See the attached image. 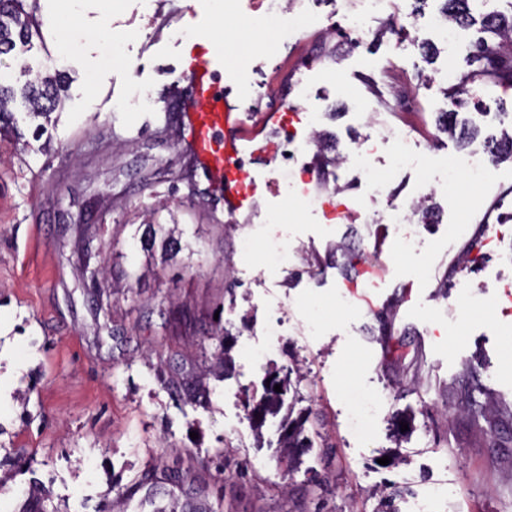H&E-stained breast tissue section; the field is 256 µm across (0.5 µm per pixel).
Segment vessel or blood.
Wrapping results in <instances>:
<instances>
[{
  "label": "vessel or blood",
  "mask_w": 512,
  "mask_h": 512,
  "mask_svg": "<svg viewBox=\"0 0 512 512\" xmlns=\"http://www.w3.org/2000/svg\"><path fill=\"white\" fill-rule=\"evenodd\" d=\"M181 69L185 85L175 101L179 147L204 174L225 214L235 215L246 206L256 180L253 169L240 161L242 146L259 136L264 121L277 120L278 115L266 112L251 124L242 119L240 106L228 99L220 85L224 56L208 40L194 44Z\"/></svg>",
  "instance_id": "obj_1"
}]
</instances>
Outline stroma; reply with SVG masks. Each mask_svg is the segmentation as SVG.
<instances>
[{"instance_id": "35a3bbf8", "label": "stroma", "mask_w": 512, "mask_h": 512, "mask_svg": "<svg viewBox=\"0 0 512 512\" xmlns=\"http://www.w3.org/2000/svg\"><path fill=\"white\" fill-rule=\"evenodd\" d=\"M248 0H39L38 33L0 57V81L64 70L55 121L13 109L15 135L0 137V512H154L177 497L184 512H408L412 494L437 496L439 512H512V164L495 187L432 193L439 223L405 246L388 224L328 222L287 194L280 155L244 152L261 175L248 206L227 219L218 198L177 146L162 112L183 84L191 42L209 37L226 58L230 98L258 112L285 113L299 138L307 112L338 150L390 146L373 112L399 100L423 167L390 183L372 210L411 203L471 150L438 130L440 112L507 113L512 87L478 79L454 107L427 58L387 20L413 0H386L371 31L348 35L359 0H295L312 15L287 42L254 22L257 44L232 38ZM108 20L111 37L99 31ZM147 108L114 111L134 90ZM155 212L177 219L190 263L100 306L78 256L81 225L99 226L111 281L142 262L138 226ZM475 239L491 220L501 236L470 263L448 258L460 218ZM287 239V259L277 253ZM376 287H367V280ZM225 327L231 369L209 376L194 405L170 383L186 375L197 347L215 352ZM286 371L288 416L312 445L283 456L282 413L256 441L247 406L266 370ZM509 412L473 420L465 371ZM223 449L216 458L215 449ZM389 464H382V457ZM204 466L192 494L143 486L155 467Z\"/></svg>"}]
</instances>
